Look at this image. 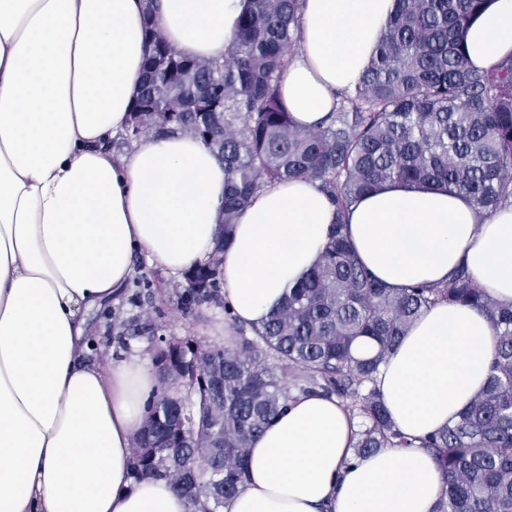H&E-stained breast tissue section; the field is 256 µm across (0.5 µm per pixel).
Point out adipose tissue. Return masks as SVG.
I'll return each instance as SVG.
<instances>
[{
	"mask_svg": "<svg viewBox=\"0 0 512 512\" xmlns=\"http://www.w3.org/2000/svg\"><path fill=\"white\" fill-rule=\"evenodd\" d=\"M393 0H305L280 84L313 127L353 91ZM247 0H0V512H187L166 481L135 482L131 450L157 387L138 361L84 360L83 311L111 302L135 252L173 276L207 261L224 212V166L169 132L116 155L153 18L182 53L223 60ZM471 65L512 56V0H490L466 32ZM336 209L317 181L259 190L224 251L222 290L260 325L320 261ZM346 232L394 288L438 284L458 265L512 305V205L392 185L363 196ZM496 342L480 309L437 304L377 376L411 437L458 420L486 384ZM356 420L336 399L294 396L253 441L248 476L222 512H436L442 474L420 448L353 451Z\"/></svg>",
	"mask_w": 512,
	"mask_h": 512,
	"instance_id": "obj_1",
	"label": "adipose tissue"
}]
</instances>
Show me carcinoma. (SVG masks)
<instances>
[{"label": "carcinoma", "mask_w": 512, "mask_h": 512, "mask_svg": "<svg viewBox=\"0 0 512 512\" xmlns=\"http://www.w3.org/2000/svg\"><path fill=\"white\" fill-rule=\"evenodd\" d=\"M487 2L395 0L354 92L314 128L294 122L280 92L304 0H248L222 63L181 53L147 19L145 81L112 145L128 149L175 130L204 142L224 164L226 244L257 191L295 178L320 182L336 223L321 263L262 326L233 322L230 346L160 338L152 356L158 388L133 448L134 480H166L188 512H220L246 480L251 443L291 398L276 367L301 373L298 392L334 396L359 420L356 454L427 449L443 475L438 512H512V305L479 288L463 264L442 285L390 288L346 233L350 206L391 184L457 192L487 213L512 205V56L480 71L468 65L464 43ZM170 290L188 315L220 303L218 253ZM440 302L486 313L496 354L486 386L457 422L410 437L389 417L375 376ZM361 340L374 343L373 355L353 354Z\"/></svg>", "instance_id": "carcinoma-1"}]
</instances>
